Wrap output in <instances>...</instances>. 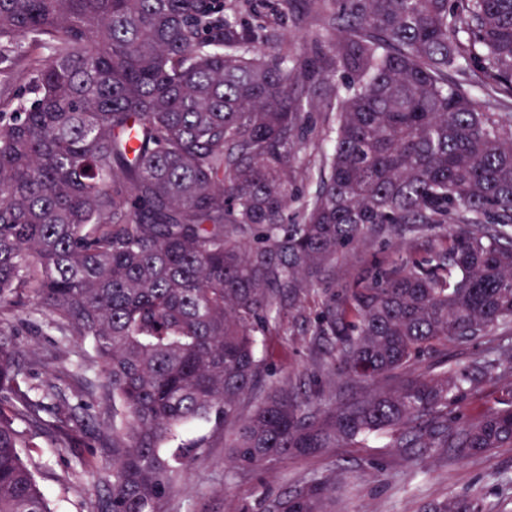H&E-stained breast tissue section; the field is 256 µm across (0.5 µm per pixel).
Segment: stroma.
<instances>
[{
    "label": "stroma",
    "instance_id": "1",
    "mask_svg": "<svg viewBox=\"0 0 512 512\" xmlns=\"http://www.w3.org/2000/svg\"><path fill=\"white\" fill-rule=\"evenodd\" d=\"M255 2L256 19L279 18L281 30L295 36L298 44H309L320 29L319 23L301 21V8H293L281 18L277 15L279 0ZM444 243V237L434 232L417 242L397 237L385 242L368 240L340 255L328 278L340 293L376 268H393L402 258ZM323 304L321 292L311 291L302 316L282 312L264 336L261 354L270 385L318 390L324 399H332L335 387L341 384L335 361L329 347L314 344L311 336ZM12 327L18 341L37 354L28 365L30 383L50 379L70 401L86 398L85 376L77 363L89 352L88 343L61 344L59 334L49 328L31 300L16 314ZM507 342V337L499 335L449 342L425 353L411 370L428 373L447 364L462 369L491 347ZM199 432L205 435L207 447L182 481L169 512H258V501L331 470L336 473V512H423L429 503L464 492L481 500L483 512H500L503 501L512 498V485L505 482L512 475V448L458 459L444 448H398L393 435L376 434L360 443L231 472L225 464L229 450L224 446V430L204 425ZM26 436L40 468L39 485L51 508L55 512H86L94 492L93 472L105 462L98 443L77 429L63 435L30 428ZM82 459L93 465V472L80 471L77 463Z\"/></svg>",
    "mask_w": 512,
    "mask_h": 512
}]
</instances>
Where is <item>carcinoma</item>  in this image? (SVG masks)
Here are the masks:
<instances>
[{"label":"carcinoma","mask_w":512,"mask_h":512,"mask_svg":"<svg viewBox=\"0 0 512 512\" xmlns=\"http://www.w3.org/2000/svg\"><path fill=\"white\" fill-rule=\"evenodd\" d=\"M252 2L0 0V76L26 81L0 99V512H53L23 425L100 426L89 512H167L198 420L229 428L238 471L378 432L462 458L512 448V399L448 425L512 373L511 345L406 373L438 342L512 334V0H305L331 31L286 52L276 25L237 19ZM436 230L444 246L330 294L312 329L346 381L397 388L316 406L263 387L257 337L283 302L329 290L363 240ZM25 296L62 342L92 343L79 367L109 418L28 382L10 327ZM262 512H336V474Z\"/></svg>","instance_id":"obj_1"}]
</instances>
